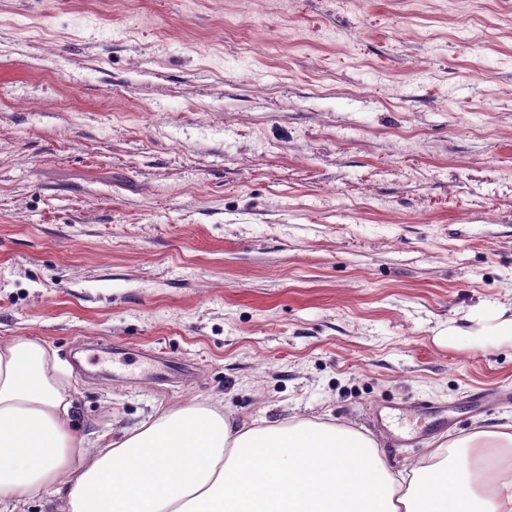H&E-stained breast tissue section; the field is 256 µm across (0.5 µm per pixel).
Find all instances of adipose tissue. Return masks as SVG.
Instances as JSON below:
<instances>
[{"label": "adipose tissue", "instance_id": "adipose-tissue-1", "mask_svg": "<svg viewBox=\"0 0 512 512\" xmlns=\"http://www.w3.org/2000/svg\"><path fill=\"white\" fill-rule=\"evenodd\" d=\"M38 342L0 344V512H512V424L426 449L393 471L355 428L261 426L206 404L168 410L85 449Z\"/></svg>", "mask_w": 512, "mask_h": 512}]
</instances>
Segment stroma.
<instances>
[{
    "instance_id": "35a3bbf8",
    "label": "stroma",
    "mask_w": 512,
    "mask_h": 512,
    "mask_svg": "<svg viewBox=\"0 0 512 512\" xmlns=\"http://www.w3.org/2000/svg\"><path fill=\"white\" fill-rule=\"evenodd\" d=\"M510 321L512 0H0V341L88 444L202 403L400 469L512 424Z\"/></svg>"
}]
</instances>
